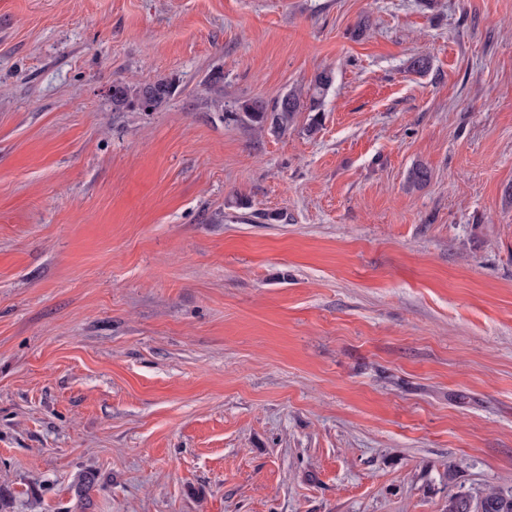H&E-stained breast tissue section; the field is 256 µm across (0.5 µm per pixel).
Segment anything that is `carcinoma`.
Here are the masks:
<instances>
[{
  "label": "carcinoma",
  "mask_w": 512,
  "mask_h": 512,
  "mask_svg": "<svg viewBox=\"0 0 512 512\" xmlns=\"http://www.w3.org/2000/svg\"><path fill=\"white\" fill-rule=\"evenodd\" d=\"M334 80L330 70L318 73L306 100L309 102V111L320 112L322 98ZM173 92L174 85L166 79L135 86L121 81L112 85V105L117 111L137 108L143 112H152L165 104ZM306 101L301 91L292 90L271 103L258 97L246 99L230 114L242 115L243 120L256 129L267 128L274 133H281L288 129L295 116L303 110ZM447 512H512V490L503 492L488 488L477 497L451 495L448 497Z\"/></svg>",
  "instance_id": "carcinoma-1"
}]
</instances>
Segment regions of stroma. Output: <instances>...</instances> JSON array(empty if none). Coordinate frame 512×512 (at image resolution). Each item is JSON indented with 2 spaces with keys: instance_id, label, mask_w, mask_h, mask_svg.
<instances>
[{
  "instance_id": "35a3bbf8",
  "label": "stroma",
  "mask_w": 512,
  "mask_h": 512,
  "mask_svg": "<svg viewBox=\"0 0 512 512\" xmlns=\"http://www.w3.org/2000/svg\"><path fill=\"white\" fill-rule=\"evenodd\" d=\"M324 70L284 134L223 114ZM160 79L162 108L113 111V81ZM490 487L512 0H0L6 512H446ZM335 80L330 70H324L315 77L312 88L308 91L309 112H320V104L325 93L331 88ZM310 92V93H309Z\"/></svg>"
}]
</instances>
